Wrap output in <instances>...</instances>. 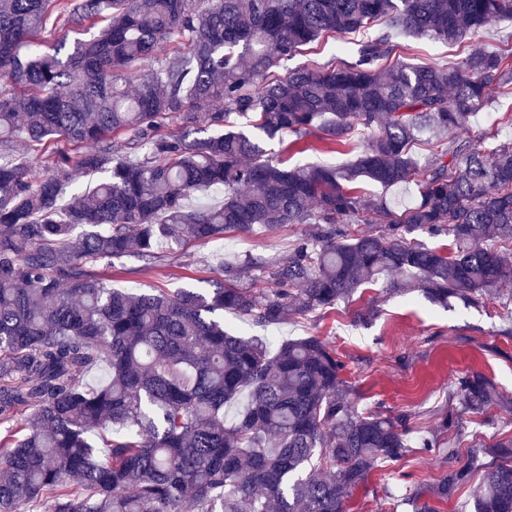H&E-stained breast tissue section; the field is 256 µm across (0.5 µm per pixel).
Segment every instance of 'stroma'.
Instances as JSON below:
<instances>
[{
  "label": "stroma",
  "mask_w": 512,
  "mask_h": 512,
  "mask_svg": "<svg viewBox=\"0 0 512 512\" xmlns=\"http://www.w3.org/2000/svg\"><path fill=\"white\" fill-rule=\"evenodd\" d=\"M363 38L360 32L322 38L282 60L276 72L283 76L295 68L320 67L336 58L352 59L356 43ZM407 43L409 49L403 54L406 61L451 64L473 51L512 45V20L491 22L461 44L416 36L409 37ZM507 112L512 113V93L491 90L469 121L470 136L488 150L512 138V125L501 120ZM305 141L308 149L303 153L278 140L266 143L265 148L272 161L291 166H343L358 155L354 149L327 151L314 134ZM305 230L302 224H286L273 231L229 232L208 244L187 238L161 247L157 259L127 257L112 265L98 264L94 272L112 287L133 292L145 288L206 290L221 279L223 265L248 256L269 261L282 257ZM369 306L376 309L374 318L357 322V313ZM224 323L237 334L277 343L319 337L333 346L344 362V378L352 388L351 399L357 410L408 414L411 431L406 455L371 471L351 495L352 512H410L401 504V497L433 482L443 470L442 451L418 448L417 437L437 429L448 409V394L464 373L479 372L491 378L509 405L484 415H463L460 430L449 432L448 443L464 456L478 443L512 437V335L505 332L512 326V305L488 301L476 306L453 299L443 307L418 292L391 293L388 280L382 279L359 289L332 310H316L270 325H258L228 311Z\"/></svg>",
  "instance_id": "35a3bbf8"
}]
</instances>
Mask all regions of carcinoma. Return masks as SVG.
<instances>
[{
	"label": "carcinoma",
	"instance_id": "cac0c4a2",
	"mask_svg": "<svg viewBox=\"0 0 512 512\" xmlns=\"http://www.w3.org/2000/svg\"><path fill=\"white\" fill-rule=\"evenodd\" d=\"M505 18L512 0H0V512H350L371 470L406 453L407 415L358 411L319 338L273 349L218 313L279 323L389 273L393 292L444 306L499 298L512 279V140L487 151L461 131L512 84V48L414 65L396 35L455 43ZM380 22L354 61L273 74L311 42ZM51 26L92 37L63 58ZM313 128L334 146L372 137L344 167L266 157L264 139L297 145ZM20 135L43 149L36 181ZM74 169L105 178L73 193ZM362 177L418 196L365 197ZM219 188L221 204H191ZM283 224L308 225L288 255L228 265L209 292H128L92 272L185 236ZM267 266L275 288L259 299L241 279ZM454 395L471 414L505 405L480 373ZM479 448L495 461L473 512H512V438ZM478 466L448 467L408 506L439 512Z\"/></svg>",
	"mask_w": 512,
	"mask_h": 512
}]
</instances>
